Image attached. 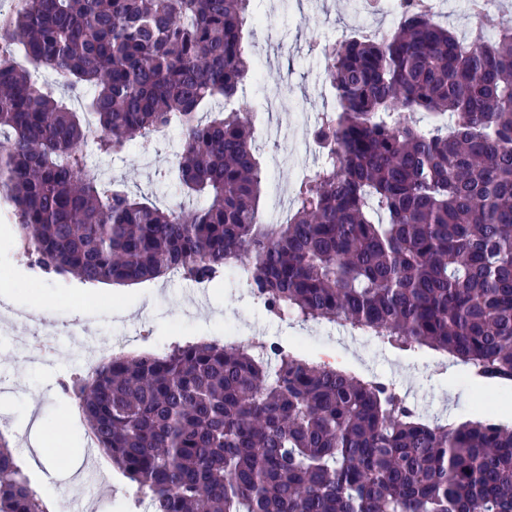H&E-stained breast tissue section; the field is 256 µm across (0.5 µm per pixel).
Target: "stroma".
Masks as SVG:
<instances>
[{"instance_id":"1","label":"stroma","mask_w":512,"mask_h":512,"mask_svg":"<svg viewBox=\"0 0 512 512\" xmlns=\"http://www.w3.org/2000/svg\"><path fill=\"white\" fill-rule=\"evenodd\" d=\"M354 0H253L266 21L249 39L263 65L246 83L254 117V145L265 173L260 210L273 216L280 195L294 196L302 169L317 165L306 152L313 123L334 92L326 83L322 48L341 38ZM183 145L179 130L131 142L124 158L100 155L94 143L84 152L90 164L116 172L135 195L159 206L179 198L165 179L175 152ZM24 310L47 322L79 321L96 345L128 339L129 350L153 351L223 333L228 320H241L257 337L288 339L303 335L301 356L389 384L427 420L490 416L512 424V383L473 380L465 365L444 361L428 348L402 352L377 340L341 335L332 324L309 326L284 322L248 309L241 294L218 281L206 297L184 282L151 280L129 286H90L73 275L37 268L18 246L12 224L0 219V430L10 436L13 453L40 495L72 512H144L136 487L115 470L99 450L88 447L89 428L62 383L89 371L88 354L70 336L58 340L54 359L31 357L23 349L35 330L11 321Z\"/></svg>"}]
</instances>
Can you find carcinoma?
Returning a JSON list of instances; mask_svg holds the SVG:
<instances>
[{
  "instance_id": "cac0c4a2",
  "label": "carcinoma",
  "mask_w": 512,
  "mask_h": 512,
  "mask_svg": "<svg viewBox=\"0 0 512 512\" xmlns=\"http://www.w3.org/2000/svg\"><path fill=\"white\" fill-rule=\"evenodd\" d=\"M251 0H17L0 15V197L46 271L133 285L237 265L271 314L426 347L512 383V21L466 37L416 7L329 49L337 111L285 224H261L244 32ZM21 50L32 68L14 63ZM92 91L78 112L40 74ZM409 112L451 113L429 132ZM180 126L161 208L88 163ZM251 258L239 261L241 255ZM150 512H512V428L423 422L378 380L196 342L65 385ZM0 512H48L0 432Z\"/></svg>"
}]
</instances>
